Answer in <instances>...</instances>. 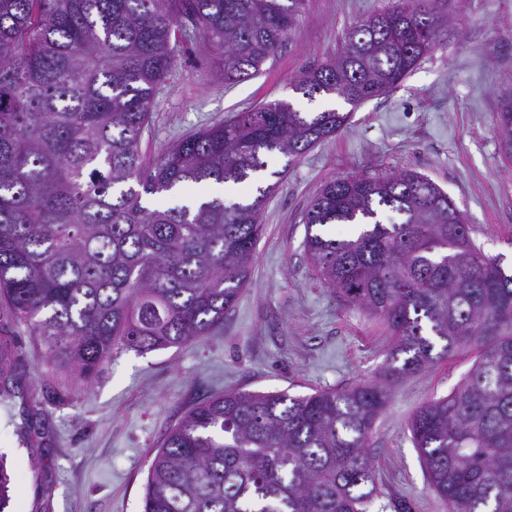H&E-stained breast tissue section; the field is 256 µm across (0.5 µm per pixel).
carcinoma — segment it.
I'll return each instance as SVG.
<instances>
[{
	"instance_id": "cac0c4a2",
	"label": "carcinoma",
	"mask_w": 512,
	"mask_h": 512,
	"mask_svg": "<svg viewBox=\"0 0 512 512\" xmlns=\"http://www.w3.org/2000/svg\"><path fill=\"white\" fill-rule=\"evenodd\" d=\"M305 0H0V299L50 356L87 378L116 346L178 347L224 322L249 278L275 190L267 157L290 164L350 113L262 104L140 149L173 43L190 28L220 52L224 82L261 71ZM448 0H397L354 24L343 49L294 90L352 106L388 93L438 42ZM499 117L512 158V96ZM255 186L227 203L154 207L188 183ZM389 212V223L381 215ZM303 221L319 279L385 324L383 380L304 396L228 392L170 429L143 512H368L381 495L370 438L391 384L450 354L476 359L408 428L447 512H512V274L418 171L325 184ZM356 224L353 238L324 233ZM17 353L0 337V385ZM11 477L0 457V512Z\"/></svg>"
}]
</instances>
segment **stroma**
<instances>
[{"mask_svg":"<svg viewBox=\"0 0 512 512\" xmlns=\"http://www.w3.org/2000/svg\"><path fill=\"white\" fill-rule=\"evenodd\" d=\"M393 0H307L277 55L258 76L225 83L216 51L180 38L140 147L154 156L182 136L273 101L302 112H350L349 126L294 165L261 214L249 283L210 335L168 349L120 347L89 379L52 362L38 337L0 300V336L19 354L18 380L0 394V454L11 474L8 512H142L149 464L169 429L203 399L230 390L305 395L380 380L387 332L314 274L303 214L331 180L416 170L455 202L483 253L512 268V159L499 147V103L512 92V0H452L436 47L391 92L357 108L293 89L305 69L339 52L355 22ZM250 186L215 182L153 197L171 207L201 197L237 199ZM474 360L462 351L396 382L370 440L384 498L411 512H446L429 488L407 428L446 396Z\"/></svg>","mask_w":512,"mask_h":512,"instance_id":"35a3bbf8","label":"stroma"}]
</instances>
